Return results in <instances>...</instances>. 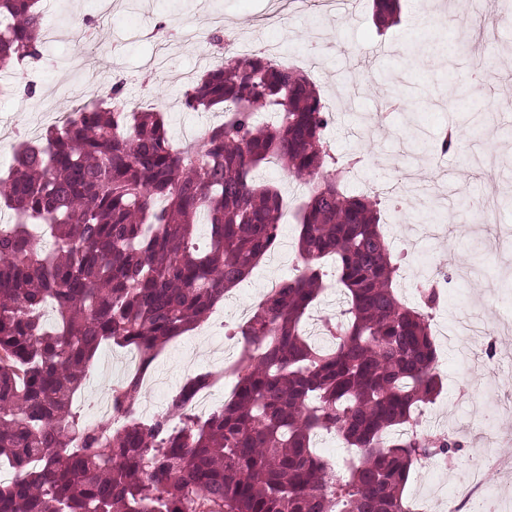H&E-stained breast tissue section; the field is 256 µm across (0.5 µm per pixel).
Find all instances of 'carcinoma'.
Listing matches in <instances>:
<instances>
[{
	"label": "carcinoma",
	"instance_id": "obj_1",
	"mask_svg": "<svg viewBox=\"0 0 512 512\" xmlns=\"http://www.w3.org/2000/svg\"><path fill=\"white\" fill-rule=\"evenodd\" d=\"M372 9L389 27L400 0ZM43 14V0H0V73L42 56ZM183 104L224 120L177 145L160 109H132L117 81L107 99L19 142L0 175V204L12 211L0 224V464L13 470L0 481V512H411L414 464L460 448L413 431L415 409L439 388L436 287L421 282L415 307L399 300L379 195L341 189L325 138L332 113L302 71L226 51ZM271 160L306 187L298 274L234 327L229 400L204 420L189 413L214 382L201 373L143 421V378L159 350L204 321L280 239L281 192L255 179ZM329 259L345 309L323 317L317 344L303 320ZM106 343L139 356L112 387L118 430L73 409ZM322 431L350 456L334 483L313 447Z\"/></svg>",
	"mask_w": 512,
	"mask_h": 512
}]
</instances>
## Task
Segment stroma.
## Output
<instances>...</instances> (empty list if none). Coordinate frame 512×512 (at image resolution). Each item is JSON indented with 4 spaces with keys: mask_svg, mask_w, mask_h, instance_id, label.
Here are the masks:
<instances>
[{
    "mask_svg": "<svg viewBox=\"0 0 512 512\" xmlns=\"http://www.w3.org/2000/svg\"><path fill=\"white\" fill-rule=\"evenodd\" d=\"M269 0H52L46 22L56 28L55 42L41 57L44 73L34 96H26L24 73L11 77L14 90L0 95V171H8L19 134L36 137L59 113L70 111L71 90L88 74L111 84L124 80V92L139 108L160 107L174 142L192 140L209 125L223 120L222 112H191L182 105L185 91L209 69V48L183 38L187 27L205 32L213 18L226 20L225 38L239 31L268 45L286 63L309 57L319 74L315 83L331 106L334 122L327 131L337 156L359 157L360 165L345 178L349 193L383 191L395 167L432 154L448 124H455L458 148L443 158L442 168L421 163L420 178L434 185L437 206L408 203L416 227L440 226L441 239L419 243L418 258H405L398 293L407 305L416 302L412 284L423 262L445 267L442 252L455 253L458 262L472 261L476 276L443 289L436 318L445 333L436 337L440 365L439 393L423 404L429 419L440 421L456 435L461 448L449 462L417 465L406 488L413 502L435 497L464 499L467 490L457 480L480 443L478 414L505 405L512 382V248L483 251L481 239H495L512 229V110L499 109L512 88V22L499 25L495 41L484 42L487 14L470 12L433 27L423 0H403L398 24L377 31L370 0L328 10L309 0L303 10H288L269 18ZM371 81L358 92L350 87L361 72ZM401 103L385 125L361 134L360 116L375 113L384 95ZM496 143L502 164L477 169L471 164L489 143ZM485 192L496 193L499 207L494 223L483 221L472 201ZM295 272L288 253L265 257L233 288L197 328L171 340L159 353L147 377L140 404L159 411L187 378L200 372H219L212 407L231 395L234 380L224 376L241 346L227 337V326L243 321L267 291L270 281ZM493 312L499 333L459 335L465 315L482 309ZM131 352L109 344L94 357L88 377L74 400L82 419H90L111 388L128 372Z\"/></svg>",
    "mask_w": 512,
    "mask_h": 512,
    "instance_id": "35a3bbf8",
    "label": "stroma"
}]
</instances>
